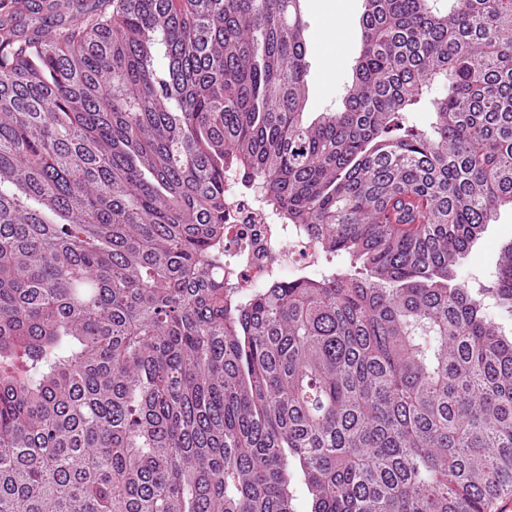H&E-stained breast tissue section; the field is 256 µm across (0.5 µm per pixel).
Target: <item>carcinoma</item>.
<instances>
[{"mask_svg":"<svg viewBox=\"0 0 512 512\" xmlns=\"http://www.w3.org/2000/svg\"><path fill=\"white\" fill-rule=\"evenodd\" d=\"M364 0L310 120L301 0L0 20V512H490L512 493V0ZM425 129L404 125L429 88ZM236 170L350 267L224 286ZM512 240V210L501 209L486 225L485 232L466 253L460 270L467 281L486 280L495 275L504 243Z\"/></svg>","mask_w":512,"mask_h":512,"instance_id":"1","label":"carcinoma"}]
</instances>
